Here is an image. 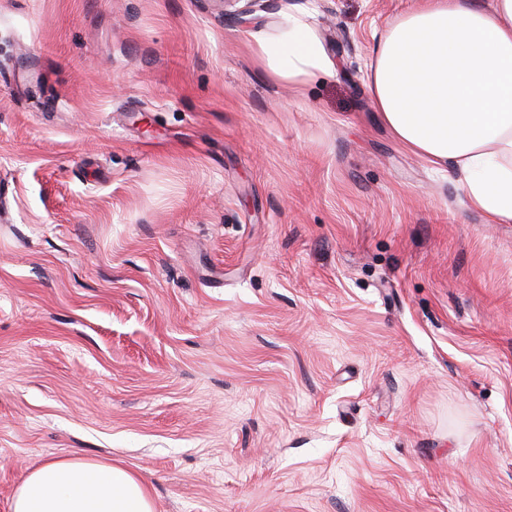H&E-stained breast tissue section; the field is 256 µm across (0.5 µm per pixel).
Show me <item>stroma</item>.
I'll use <instances>...</instances> for the list:
<instances>
[{
    "instance_id": "1",
    "label": "stroma",
    "mask_w": 512,
    "mask_h": 512,
    "mask_svg": "<svg viewBox=\"0 0 512 512\" xmlns=\"http://www.w3.org/2000/svg\"><path fill=\"white\" fill-rule=\"evenodd\" d=\"M414 0H0V512L48 458L155 512H512V223L377 117ZM306 13L333 62L272 80ZM220 10L224 19L239 20L243 15L253 12L254 7L262 2L261 0H209ZM242 2L245 4L242 7L238 5ZM282 29L280 42L255 36L254 54L271 77L304 86L318 74L331 70L324 46L304 17L289 15Z\"/></svg>"
}]
</instances>
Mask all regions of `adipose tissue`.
<instances>
[{"label": "adipose tissue", "instance_id": "ef3b65f1", "mask_svg": "<svg viewBox=\"0 0 512 512\" xmlns=\"http://www.w3.org/2000/svg\"><path fill=\"white\" fill-rule=\"evenodd\" d=\"M281 41L256 36L257 60L278 81L306 85L332 68L304 17ZM374 108L391 134L440 171L461 177L469 209L512 223V0H417L379 37L369 67ZM10 512H154L124 467L78 457L34 466Z\"/></svg>", "mask_w": 512, "mask_h": 512}]
</instances>
